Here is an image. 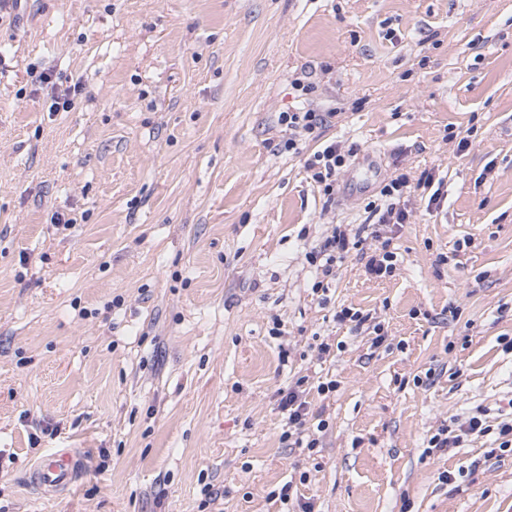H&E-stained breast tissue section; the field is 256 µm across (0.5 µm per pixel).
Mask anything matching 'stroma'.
Segmentation results:
<instances>
[{"instance_id": "obj_1", "label": "stroma", "mask_w": 512, "mask_h": 512, "mask_svg": "<svg viewBox=\"0 0 512 512\" xmlns=\"http://www.w3.org/2000/svg\"><path fill=\"white\" fill-rule=\"evenodd\" d=\"M43 71L79 85L72 111L46 110ZM307 106L356 151L331 203L303 168L320 142L275 149L280 113ZM427 171L445 200L411 197L392 276L351 256L314 294L305 252ZM509 341L512 0H23L0 17V512H279L268 494L291 480L315 512H512V455L424 453L451 417L512 399ZM302 376L328 422L311 452L280 440L277 391ZM50 448L81 459L69 493L26 481Z\"/></svg>"}]
</instances>
